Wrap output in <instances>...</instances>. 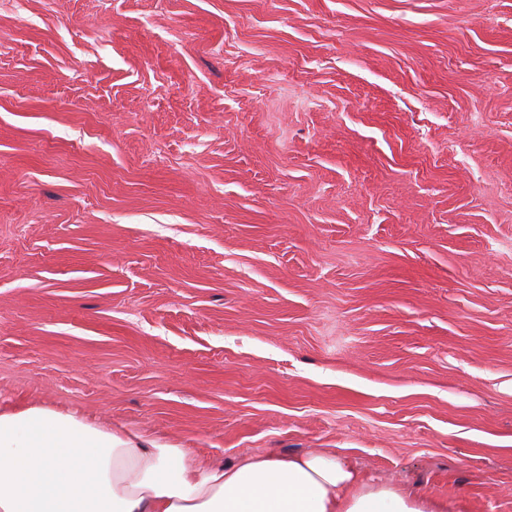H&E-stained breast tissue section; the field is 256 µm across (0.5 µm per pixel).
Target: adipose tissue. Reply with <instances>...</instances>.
<instances>
[{"mask_svg":"<svg viewBox=\"0 0 512 512\" xmlns=\"http://www.w3.org/2000/svg\"><path fill=\"white\" fill-rule=\"evenodd\" d=\"M324 450L196 466L190 452L32 405L0 409V512H446Z\"/></svg>","mask_w":512,"mask_h":512,"instance_id":"obj_1","label":"adipose tissue"}]
</instances>
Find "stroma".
<instances>
[{"mask_svg":"<svg viewBox=\"0 0 512 512\" xmlns=\"http://www.w3.org/2000/svg\"><path fill=\"white\" fill-rule=\"evenodd\" d=\"M33 404L512 512V0H0Z\"/></svg>","mask_w":512,"mask_h":512,"instance_id":"1","label":"stroma"}]
</instances>
